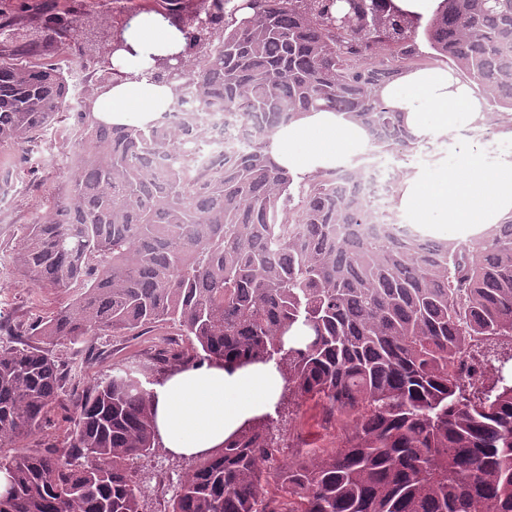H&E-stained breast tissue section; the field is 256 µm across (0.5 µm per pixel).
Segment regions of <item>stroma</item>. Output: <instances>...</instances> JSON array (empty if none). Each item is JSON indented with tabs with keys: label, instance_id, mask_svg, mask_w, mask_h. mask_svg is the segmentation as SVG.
<instances>
[{
	"label": "stroma",
	"instance_id": "stroma-1",
	"mask_svg": "<svg viewBox=\"0 0 512 512\" xmlns=\"http://www.w3.org/2000/svg\"><path fill=\"white\" fill-rule=\"evenodd\" d=\"M160 7V0H0V22L22 18L38 26L54 17L67 21L70 28L62 34L50 61L67 76L85 72L84 87L91 91L101 75L96 42L102 33L117 28L131 9L155 11ZM75 115V109L63 107L58 122L34 142L23 147L0 145V188L8 192L6 203L0 205V311L26 326L49 320L81 293L77 285L65 294L38 287L11 272L9 264L21 225L33 223L58 201L68 171L83 148ZM185 346L174 326L162 325L134 337L105 332L95 337L92 346L61 344L53 354L70 370L68 388L83 394L108 378L113 368L131 363L152 365L150 381L158 383L164 371L153 366V358L160 350ZM273 418L276 460L281 466L308 448L339 447L353 431L349 420L327 418L323 407L312 400L290 399ZM75 419L73 396L64 397L39 430L13 438L0 453L8 456L63 445ZM195 463V458L162 448L137 460L136 475L145 491L144 512H165L180 476Z\"/></svg>",
	"mask_w": 512,
	"mask_h": 512
}]
</instances>
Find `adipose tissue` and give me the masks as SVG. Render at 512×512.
<instances>
[{"label": "adipose tissue", "mask_w": 512, "mask_h": 512, "mask_svg": "<svg viewBox=\"0 0 512 512\" xmlns=\"http://www.w3.org/2000/svg\"><path fill=\"white\" fill-rule=\"evenodd\" d=\"M111 58L121 77L96 88L94 118L112 126L152 125L174 102L162 61L187 57L184 33L170 19L141 12L124 27ZM387 108L401 113L419 148H434L432 162L410 168L394 197L401 223L442 240L466 241L512 217V122L491 124L482 92L442 66L413 68L381 85ZM495 127L503 152L489 155L483 136ZM370 141L366 129L330 109L314 110L280 126L270 154L295 180L346 167ZM283 381L270 365L233 371L205 363L160 379L153 408L163 448L196 456L222 447L246 420L272 412Z\"/></svg>", "instance_id": "obj_1"}]
</instances>
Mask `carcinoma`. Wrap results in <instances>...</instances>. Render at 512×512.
Instances as JSON below:
<instances>
[{
  "label": "carcinoma",
  "instance_id": "obj_1",
  "mask_svg": "<svg viewBox=\"0 0 512 512\" xmlns=\"http://www.w3.org/2000/svg\"><path fill=\"white\" fill-rule=\"evenodd\" d=\"M351 2L345 25L333 0H261L241 20L237 0L168 4L190 53L174 102L252 125L245 150L204 168L192 112L145 129L77 114L84 147L10 264L82 292L37 328L40 345L0 346V446L66 396L50 347L173 324L189 349L159 353L172 371L272 362L298 398L354 417V432L272 473V420L256 418L198 456L168 512H280L282 500L288 512H512V377L496 366L512 360L499 351L512 344V219L466 244L393 222L369 237L372 210L338 171L297 182L268 150L280 126L320 108L360 121L376 146L412 148L375 89L424 57L512 118V0H443L427 19ZM20 25L0 22V143L15 146L56 122L68 94L57 68L27 60L53 37L20 40ZM293 328L304 335L285 337ZM145 379V365L114 368L77 398L65 447L0 455V512H144L132 465L157 442Z\"/></svg>",
  "mask_w": 512,
  "mask_h": 512
}]
</instances>
